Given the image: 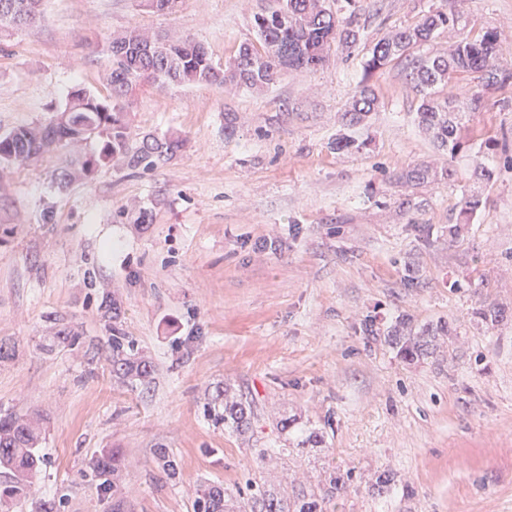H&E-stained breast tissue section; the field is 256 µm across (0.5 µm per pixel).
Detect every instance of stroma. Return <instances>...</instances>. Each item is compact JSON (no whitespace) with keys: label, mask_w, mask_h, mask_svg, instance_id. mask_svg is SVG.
I'll use <instances>...</instances> for the list:
<instances>
[{"label":"stroma","mask_w":512,"mask_h":512,"mask_svg":"<svg viewBox=\"0 0 512 512\" xmlns=\"http://www.w3.org/2000/svg\"><path fill=\"white\" fill-rule=\"evenodd\" d=\"M442 3L356 0L358 46L334 42L323 67L285 72L261 92L138 87L123 101L132 134L184 142L152 170L115 162L58 187V168L89 155L90 142L0 167V343L13 350L0 362V413L44 419L41 472L12 512L44 502L53 512H197L206 485L316 490L337 466L353 482L322 512H512V86L486 93L468 123L505 147L457 157L455 180L413 189L412 208L399 206L396 173L440 154L414 121L403 62L371 80L379 108L360 131L369 146L331 148L367 46ZM259 5L180 0L154 14L137 0H42L41 23L0 31V134L48 122L74 85L107 97L109 35L134 25L188 35L220 67L255 41ZM461 10L467 27L411 57L446 53L483 27L512 41V0H463ZM479 167L494 178L451 236ZM106 291L154 362L148 387L110 372ZM491 306L503 320L475 317ZM55 315L85 345L42 351ZM402 315L449 333L405 360L382 336ZM368 316L376 335L362 332ZM219 385L252 407L248 434L210 420ZM285 415L297 420L286 434ZM313 429L321 447L305 442ZM160 447L177 479L156 467ZM108 448L125 459L118 503L89 469ZM383 470L396 482L378 496L368 487Z\"/></svg>","instance_id":"1"}]
</instances>
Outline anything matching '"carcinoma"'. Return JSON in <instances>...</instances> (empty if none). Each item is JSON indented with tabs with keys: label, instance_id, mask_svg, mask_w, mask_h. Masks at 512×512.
<instances>
[{
	"label": "carcinoma",
	"instance_id": "1",
	"mask_svg": "<svg viewBox=\"0 0 512 512\" xmlns=\"http://www.w3.org/2000/svg\"><path fill=\"white\" fill-rule=\"evenodd\" d=\"M41 0H0V29L19 27L10 4L27 7L28 11L41 15ZM274 6L254 14V27L258 40L271 46L272 54L250 59L249 44L239 46L237 64L226 66L223 76L213 73L211 58L196 52L194 40L182 35L160 36L145 28L133 27L112 36V48L127 53L142 45L159 40L168 43L172 55L167 64L146 56L129 57L131 74L111 71V94L100 98L81 86L72 87L67 93L64 107L48 123L19 125L0 135V164H22L37 160L54 151L47 144L55 139L57 145L88 140L87 129H99L103 135L97 138L98 146L88 157L76 165L60 170L58 184L64 186L72 180L87 176L95 167H105L118 158L133 169L150 170L159 161L172 156L183 147V140L176 137L157 138L145 135L139 140L132 138L122 101L140 81L161 84L192 85L209 83L224 86L234 84L250 89H262L274 83L288 68L315 70L328 58L331 44L336 39L346 44L358 42V32L353 29L356 12L355 0H346L350 7L345 27L338 25V18L324 5V0H273ZM463 19L456 0L423 15L419 21L405 28L387 32L368 49L364 65V78L356 89L347 110L341 117L342 124L355 128L364 124L368 116L377 110L379 100L369 80L387 64L406 58L409 50L437 35L455 28ZM505 50L501 33L495 28H483L475 37L458 41L446 54H436L411 62L408 73L410 85L419 99L416 119L419 127L431 137L443 156L441 164L407 166L397 174L396 183L414 187L435 182L454 180L456 170L452 161L460 153L471 149L461 131L468 113L478 110L483 91L512 84V67H498L496 60ZM464 72L477 81V90L463 100L439 99L436 89L448 84V75ZM368 144L352 135L340 134L334 142L338 153L358 152ZM480 196L469 192L459 201V220L464 224L480 206ZM105 308V344L109 349L112 375L129 383L149 384L155 371L153 361L135 352L134 340L127 336L121 324V305L112 294H103ZM54 324L50 344L42 343L39 349L50 352L56 346L73 347L81 336L64 320L52 319ZM448 332L447 325L426 326L418 335H412L409 320L399 319L387 331L386 339L398 354L412 361L431 354L436 336ZM209 416L217 424L232 428L240 434L249 431L254 414L250 405L242 399L230 397L222 387L215 389L208 402ZM41 418L14 413L0 415V454L7 457L12 477L0 480V509L8 508L30 495L33 480L40 471L43 457L38 452L41 440ZM155 463L170 478L178 476L176 460L166 449L158 448ZM123 457L116 450L96 456L90 469L100 480L102 490L118 498L122 494L121 472ZM352 472L349 469L331 471L323 486V496L331 497L350 487ZM228 490L220 486L206 489L198 502L199 512H319L316 493L298 491L291 499L274 492L260 490L245 502L231 506Z\"/></svg>",
	"mask_w": 512,
	"mask_h": 512
}]
</instances>
